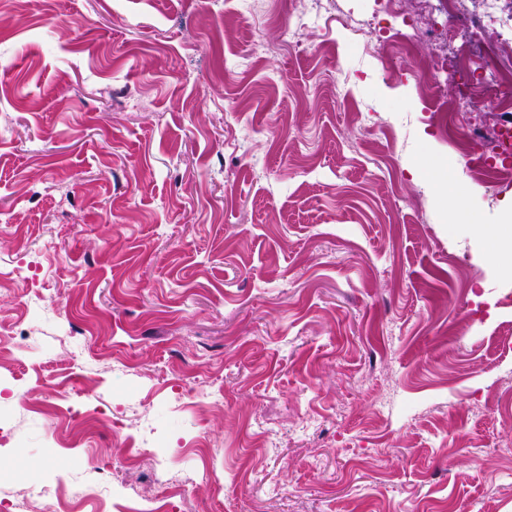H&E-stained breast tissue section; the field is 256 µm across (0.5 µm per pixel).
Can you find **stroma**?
<instances>
[{
    "mask_svg": "<svg viewBox=\"0 0 512 512\" xmlns=\"http://www.w3.org/2000/svg\"><path fill=\"white\" fill-rule=\"evenodd\" d=\"M0 0V497L52 473L171 512H512V188L438 138L375 0ZM90 30L71 41L67 19ZM494 241L452 224L433 178ZM65 298H58L57 289ZM84 327L70 334L73 321ZM195 396L179 397L182 359ZM107 409L84 438L8 392ZM163 469L126 466L122 435Z\"/></svg>",
    "mask_w": 512,
    "mask_h": 512,
    "instance_id": "1",
    "label": "stroma"
}]
</instances>
